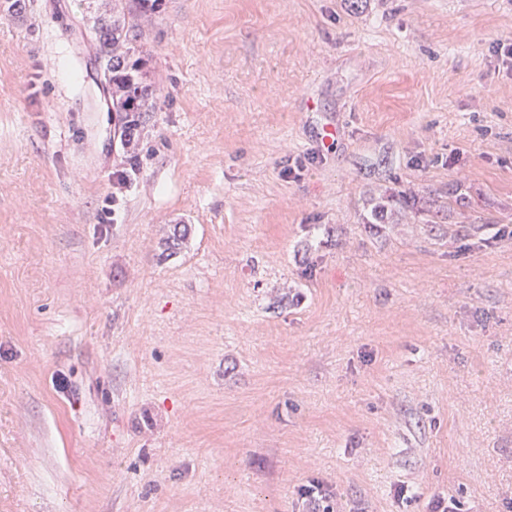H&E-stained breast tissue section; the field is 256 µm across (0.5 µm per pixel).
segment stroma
<instances>
[{"label": "stroma", "mask_w": 512, "mask_h": 512, "mask_svg": "<svg viewBox=\"0 0 512 512\" xmlns=\"http://www.w3.org/2000/svg\"><path fill=\"white\" fill-rule=\"evenodd\" d=\"M141 13L0 11V512H512V0ZM122 0L112 1V21L109 23L100 22L94 27L97 43L101 54L104 56L106 63L110 65V75H104L105 84H112V104L115 106L116 112H126V124L136 125L138 119L130 116V112H137L138 108L134 105V101L147 91V88L141 86L140 76V58L132 60L135 54V48L130 46L133 40L134 28L138 26L135 23L136 16L131 12L127 15L120 5ZM121 8V9H120ZM110 77L112 83L109 82ZM132 117V119H129ZM134 126L127 129L128 140L133 138Z\"/></svg>", "instance_id": "1"}]
</instances>
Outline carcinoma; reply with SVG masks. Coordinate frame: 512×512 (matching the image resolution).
<instances>
[{"instance_id":"carcinoma-1","label":"carcinoma","mask_w":512,"mask_h":512,"mask_svg":"<svg viewBox=\"0 0 512 512\" xmlns=\"http://www.w3.org/2000/svg\"><path fill=\"white\" fill-rule=\"evenodd\" d=\"M122 0H112V21L100 22L94 27L97 43L106 63L110 65L112 96L115 97L116 111L125 113L126 122H136L130 117L131 105L147 88L141 86L140 63L134 57L131 46L136 16L120 8Z\"/></svg>"}]
</instances>
